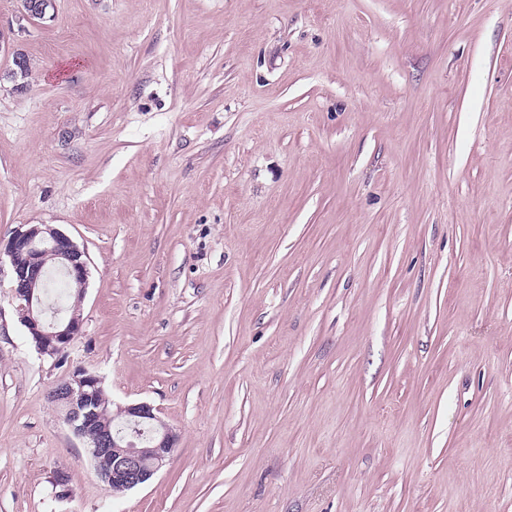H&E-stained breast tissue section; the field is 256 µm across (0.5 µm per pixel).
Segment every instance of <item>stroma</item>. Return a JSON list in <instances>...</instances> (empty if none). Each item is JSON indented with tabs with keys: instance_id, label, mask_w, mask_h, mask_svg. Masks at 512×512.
Returning a JSON list of instances; mask_svg holds the SVG:
<instances>
[{
	"instance_id": "obj_1",
	"label": "stroma",
	"mask_w": 512,
	"mask_h": 512,
	"mask_svg": "<svg viewBox=\"0 0 512 512\" xmlns=\"http://www.w3.org/2000/svg\"><path fill=\"white\" fill-rule=\"evenodd\" d=\"M0 32V239L89 269L61 359L0 275V512H512V0H0ZM79 368L178 434L150 484L51 401Z\"/></svg>"
}]
</instances>
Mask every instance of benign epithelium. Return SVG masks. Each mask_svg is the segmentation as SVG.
Instances as JSON below:
<instances>
[{
  "mask_svg": "<svg viewBox=\"0 0 512 512\" xmlns=\"http://www.w3.org/2000/svg\"><path fill=\"white\" fill-rule=\"evenodd\" d=\"M54 0H22V13L29 20H44ZM56 259L62 274L84 297L88 279L85 251L56 227L36 224L18 230L6 242H0V264L8 262L11 271L12 296L17 302L20 322L37 351L54 357L62 353L73 338L81 333L83 319L80 306L63 315L46 316L48 310L40 284L44 267L37 263L40 250ZM103 379L88 370H77L57 384L52 395L65 414L74 433L86 440L93 467L110 488L130 491L151 481L173 456L178 435L146 402L112 404V417L129 425L149 427L147 441L136 435L112 431L101 421L98 394Z\"/></svg>",
  "mask_w": 512,
  "mask_h": 512,
  "instance_id": "obj_1",
  "label": "benign epithelium"
}]
</instances>
